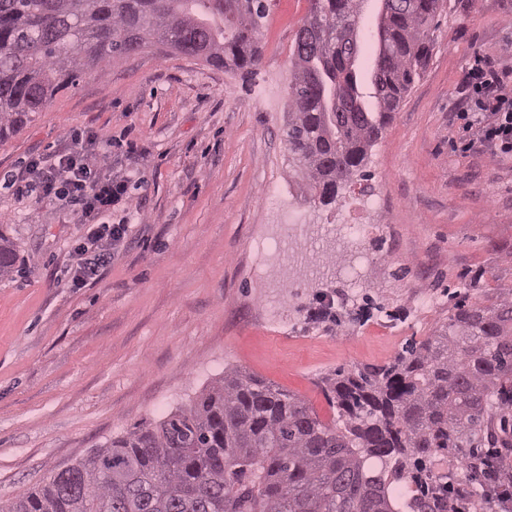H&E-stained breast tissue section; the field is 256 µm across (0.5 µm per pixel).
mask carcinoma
<instances>
[{
	"label": "carcinoma",
	"mask_w": 512,
	"mask_h": 512,
	"mask_svg": "<svg viewBox=\"0 0 512 512\" xmlns=\"http://www.w3.org/2000/svg\"><path fill=\"white\" fill-rule=\"evenodd\" d=\"M363 0H311L295 46L286 144L305 195L323 205L361 169L430 54L443 0L377 14L378 50L359 92L349 37ZM265 0H0V140L87 70L157 42L251 72ZM16 250L0 237V277ZM342 425L300 398L232 372L186 410L112 440L0 512H448V459L512 411V293L455 307L448 324L380 368L338 372ZM383 464L377 470L369 464Z\"/></svg>",
	"instance_id": "obj_1"
}]
</instances>
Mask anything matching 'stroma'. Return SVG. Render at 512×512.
I'll return each instance as SVG.
<instances>
[{
	"label": "stroma",
	"mask_w": 512,
	"mask_h": 512,
	"mask_svg": "<svg viewBox=\"0 0 512 512\" xmlns=\"http://www.w3.org/2000/svg\"><path fill=\"white\" fill-rule=\"evenodd\" d=\"M268 4L252 74L151 45L86 73L0 140V236L18 267L0 278V503L188 408L234 370L334 424L327 378L386 365L457 304L512 292V158L463 151L456 119L476 57L512 67V0H445L419 77L328 206L301 193L284 141L310 2ZM75 134L97 177L127 179L110 220L130 223L80 288L70 259L88 231L80 212L4 183ZM362 191L381 203L358 245L334 224ZM291 207L324 233L301 266L257 247L299 241L284 222ZM360 246L373 260L353 288L336 269ZM321 297L331 312L311 319Z\"/></svg>",
	"instance_id": "1"
}]
</instances>
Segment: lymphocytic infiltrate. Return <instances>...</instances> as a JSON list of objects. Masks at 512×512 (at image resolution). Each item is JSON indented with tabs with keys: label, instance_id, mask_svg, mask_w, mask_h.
Returning <instances> with one entry per match:
<instances>
[{
	"label": "lymphocytic infiltrate",
	"instance_id": "obj_1",
	"mask_svg": "<svg viewBox=\"0 0 512 512\" xmlns=\"http://www.w3.org/2000/svg\"><path fill=\"white\" fill-rule=\"evenodd\" d=\"M463 92L466 107L457 118L462 122L465 149L512 157V75L497 69L488 59L475 58L464 78ZM13 180L19 189H38L44 200L68 196L82 205L85 218L96 221V228L72 253V285L84 286L111 258L128 230L126 224L101 220L122 199L124 182L97 179L84 161L83 140L79 137L54 158L32 160L14 174ZM501 457L498 451L488 457L473 455L465 466L470 473L484 476L496 501L506 505L512 503V468L502 469Z\"/></svg>",
	"mask_w": 512,
	"mask_h": 512
}]
</instances>
